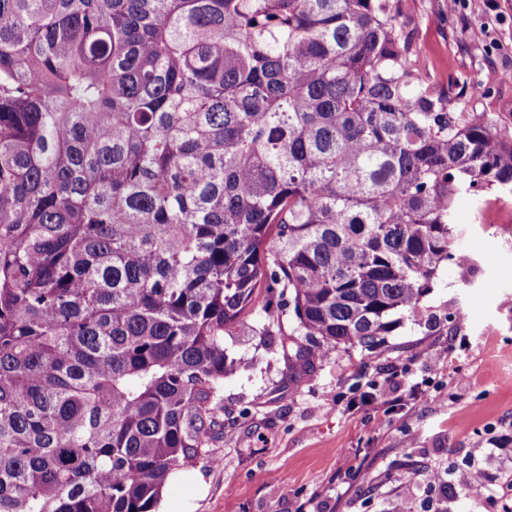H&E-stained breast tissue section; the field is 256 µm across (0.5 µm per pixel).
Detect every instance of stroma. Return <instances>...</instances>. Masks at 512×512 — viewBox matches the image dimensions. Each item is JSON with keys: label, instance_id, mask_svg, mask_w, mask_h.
<instances>
[{"label": "stroma", "instance_id": "stroma-1", "mask_svg": "<svg viewBox=\"0 0 512 512\" xmlns=\"http://www.w3.org/2000/svg\"><path fill=\"white\" fill-rule=\"evenodd\" d=\"M423 79L452 112H486L512 132V0H391ZM488 26L495 45L467 37ZM458 249L449 265L378 349L337 348L299 378L278 343L296 326L291 303L265 281L259 306L225 337L246 368L226 378L224 430L207 459L181 470L157 512H505L512 463L489 453L512 436V194L455 202ZM442 358L426 365L421 350ZM475 465L483 484L430 491L428 470ZM420 471L417 483L405 481Z\"/></svg>", "mask_w": 512, "mask_h": 512}]
</instances>
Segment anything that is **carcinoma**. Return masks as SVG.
I'll use <instances>...</instances> for the list:
<instances>
[{"label":"carcinoma","mask_w":512,"mask_h":512,"mask_svg":"<svg viewBox=\"0 0 512 512\" xmlns=\"http://www.w3.org/2000/svg\"><path fill=\"white\" fill-rule=\"evenodd\" d=\"M493 189L390 0H0V512H153L269 267L292 369L372 350Z\"/></svg>","instance_id":"carcinoma-1"}]
</instances>
